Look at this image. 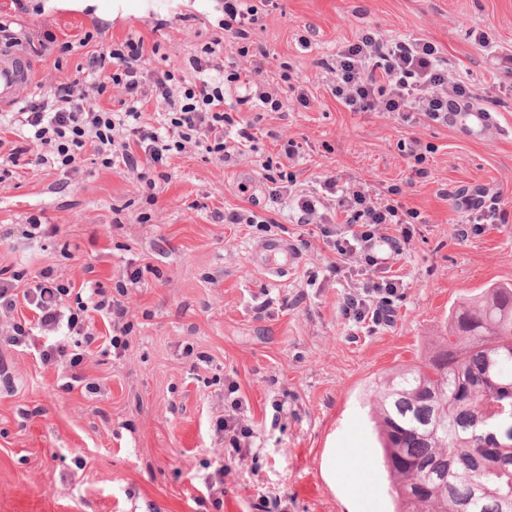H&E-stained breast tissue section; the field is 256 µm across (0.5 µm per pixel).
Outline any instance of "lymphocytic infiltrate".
<instances>
[{
    "label": "lymphocytic infiltrate",
    "instance_id": "obj_1",
    "mask_svg": "<svg viewBox=\"0 0 512 512\" xmlns=\"http://www.w3.org/2000/svg\"><path fill=\"white\" fill-rule=\"evenodd\" d=\"M224 15L223 33L193 58L196 76L178 95L171 89L170 72L146 73L147 49L141 38L130 36L93 52L88 70L58 82L49 96L31 101L23 111L0 115V128H7L21 141L8 154H0V165L17 164L23 151L29 150L34 165L75 172L90 151L104 168L122 169L151 190L169 156L186 146L221 160L243 151L254 139L251 124L242 119L243 112L259 105L277 111L282 104L248 84L235 106L225 107V83L240 82L241 76L226 72L213 60L220 56L226 41L248 38L256 18L252 9L242 7L241 0H224ZM438 55L437 46L429 40L389 43L373 30H364L332 59L331 92L352 112L379 110L401 114L407 122L447 123L450 112L472 106L477 95L470 84L449 81ZM111 86L121 87L125 93L123 111H107L98 104ZM159 99L167 107L162 124L145 125L143 107ZM273 183V197L294 201L298 223L319 225L324 242L341 262L355 259L365 264L363 278L343 298L344 318L357 326L388 321L405 285L400 276L391 274L388 257L380 256L378 249L385 245L391 255H401L410 239V225L419 221L418 212L404 208L398 200L379 197L361 183L338 187L332 177L326 179L321 197L298 193L296 178L284 171ZM454 197L457 207L467 214L466 225L458 230L460 236H467L469 225L494 224L501 219L499 195L488 188L459 190ZM329 201L344 215V223H326L322 209ZM40 277L35 287L22 292L14 280L0 278V316L10 319L21 301L37 316L33 327L12 322L6 337L9 345H25L36 327L81 335L91 342L95 339L94 320L99 317L112 328L109 343L113 350H125L124 337L130 326L124 299L128 284L139 282V271L128 272L127 285L118 286L115 293L97 287L84 296L59 283L52 270H42ZM216 430L224 436L228 457L249 452L254 430L241 415L240 401H231L223 418L217 420Z\"/></svg>",
    "mask_w": 512,
    "mask_h": 512
}]
</instances>
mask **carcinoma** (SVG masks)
I'll return each instance as SVG.
<instances>
[{"instance_id":"obj_1","label":"carcinoma","mask_w":512,"mask_h":512,"mask_svg":"<svg viewBox=\"0 0 512 512\" xmlns=\"http://www.w3.org/2000/svg\"><path fill=\"white\" fill-rule=\"evenodd\" d=\"M372 397L394 512H512V284L450 311L439 347Z\"/></svg>"}]
</instances>
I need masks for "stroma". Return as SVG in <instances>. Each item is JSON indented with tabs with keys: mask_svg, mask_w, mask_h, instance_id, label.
<instances>
[{
	"mask_svg": "<svg viewBox=\"0 0 512 512\" xmlns=\"http://www.w3.org/2000/svg\"><path fill=\"white\" fill-rule=\"evenodd\" d=\"M258 12L251 37L268 51L262 72L226 50L225 69L276 87L283 107L244 113L256 138L222 162L190 148L171 156L155 202L135 177L85 160L76 174L18 163L0 183V273L32 282L53 269L74 288L114 291L141 269L125 304L134 330L122 354L89 345L81 373L44 363L48 337L0 343V512H392L389 477L369 417L375 382L417 364L444 335L448 312L482 288L512 283V80L494 66L512 54V0H246ZM103 18L89 27L84 15ZM0 21L35 66L27 99L86 67L90 48L44 52L42 42L93 32L100 45L128 36L158 46L149 69L192 80L190 64L224 26V0H0ZM382 39L426 38L445 68L472 85L497 125L477 136L460 127L406 122L389 112H352L330 91L324 66L361 30ZM305 93L308 107L296 97ZM429 145L417 177L404 142ZM301 146L293 170L305 193L326 178L361 182L378 194L402 188L419 212L394 268L405 284L391 322L357 328L341 314L362 269L333 274L336 254L313 224L274 201L264 167L278 139ZM487 185L504 220L459 238L464 216L452 191ZM248 210L259 224H227L213 210ZM56 226L27 240L29 215ZM280 239L298 255L275 275L256 257ZM193 356H185V347ZM256 432L249 454L226 461L215 422L228 384ZM284 399L282 413L272 405ZM224 468V506L205 498V478Z\"/></svg>",
	"mask_w": 512,
	"mask_h": 512,
	"instance_id": "35a3bbf8",
	"label": "stroma"
}]
</instances>
